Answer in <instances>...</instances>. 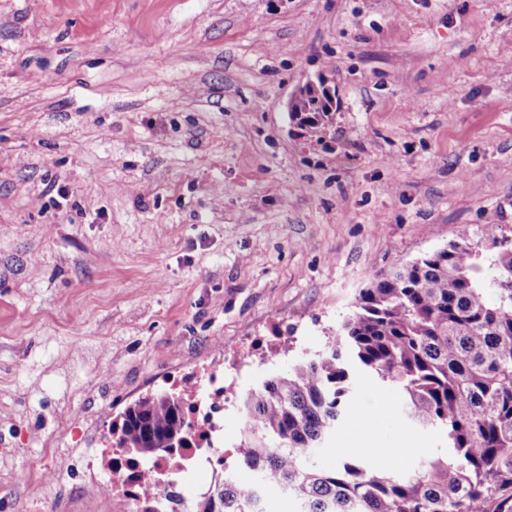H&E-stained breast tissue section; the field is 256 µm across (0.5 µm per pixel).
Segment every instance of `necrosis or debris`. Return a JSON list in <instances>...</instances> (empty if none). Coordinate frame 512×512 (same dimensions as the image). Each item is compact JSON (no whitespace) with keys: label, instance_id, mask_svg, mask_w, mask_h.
<instances>
[{"label":"necrosis or debris","instance_id":"necrosis-or-debris-1","mask_svg":"<svg viewBox=\"0 0 512 512\" xmlns=\"http://www.w3.org/2000/svg\"><path fill=\"white\" fill-rule=\"evenodd\" d=\"M251 365L238 361L204 367V394L192 389L189 374L169 376L165 388L186 398L189 423L185 447L141 461L127 449L114 447L111 436L89 440L82 454L90 463L89 483L94 500L121 505L122 512H187V476L214 467L224 455V413L236 408L234 387Z\"/></svg>","mask_w":512,"mask_h":512}]
</instances>
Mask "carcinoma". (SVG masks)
Masks as SVG:
<instances>
[{
  "instance_id": "1",
  "label": "carcinoma",
  "mask_w": 512,
  "mask_h": 512,
  "mask_svg": "<svg viewBox=\"0 0 512 512\" xmlns=\"http://www.w3.org/2000/svg\"><path fill=\"white\" fill-rule=\"evenodd\" d=\"M332 112L312 87L289 117L318 137ZM359 371L395 388L404 419L437 432L446 452L403 474L358 458L319 466L313 452L344 415ZM241 412L240 462L260 485L248 494L226 479L194 512H266L268 485L299 512H512V241L486 224L480 244L452 242L379 274L326 350L260 383ZM121 420L120 447L144 459L184 444L173 392L138 401Z\"/></svg>"
}]
</instances>
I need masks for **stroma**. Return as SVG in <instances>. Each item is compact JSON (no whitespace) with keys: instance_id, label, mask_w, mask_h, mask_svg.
I'll return each instance as SVG.
<instances>
[{"instance_id":"obj_1","label":"stroma","mask_w":512,"mask_h":512,"mask_svg":"<svg viewBox=\"0 0 512 512\" xmlns=\"http://www.w3.org/2000/svg\"><path fill=\"white\" fill-rule=\"evenodd\" d=\"M320 79L313 139L288 102ZM487 224L512 238V0H0V512H68L74 447L167 374L248 347L245 396ZM351 407L377 469L443 451L371 374ZM61 464L31 504L16 472ZM351 437L356 445L362 449L366 455L382 450V441L378 436L374 416L369 410H361L356 415L351 429Z\"/></svg>"}]
</instances>
